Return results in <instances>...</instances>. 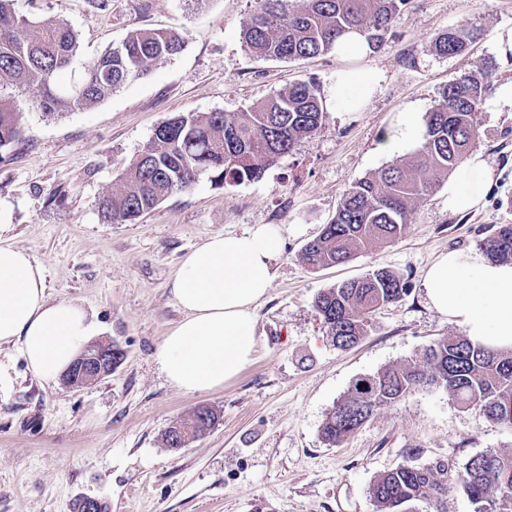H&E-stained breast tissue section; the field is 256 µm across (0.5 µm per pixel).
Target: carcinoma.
<instances>
[{"mask_svg":"<svg viewBox=\"0 0 512 512\" xmlns=\"http://www.w3.org/2000/svg\"><path fill=\"white\" fill-rule=\"evenodd\" d=\"M406 0H254L242 28L244 46L267 60H301L338 50L337 40L355 31L376 48ZM473 33L448 29L434 36L441 56L465 52ZM184 45L177 32L136 30L120 45L91 62L78 52L74 31L60 19L33 22L20 16L14 0H0V150L21 140L22 112L3 95L8 88H34L48 115L91 106L125 82L146 74L153 62L178 54ZM488 71L465 74L443 87L439 103L426 113L421 145L404 160L344 191L332 220L308 242L302 262L316 269L348 261L377 244L399 238L412 215V204L427 199L466 161L480 137L479 105L490 90ZM326 112L316 82L299 81L288 90L250 105L243 112L179 114L159 126L152 141L128 166L123 189L103 197L99 216L107 224L133 223L171 195L202 178L224 186L261 179L278 159L323 126ZM487 256L512 262V224H495L482 240ZM407 288L400 275L379 268L363 278L321 291L313 308L336 346L347 349L368 335L380 307L399 301ZM439 387L464 409L512 428V351L495 352L466 336L440 338L420 361L394 365L355 381L322 424L325 444L348 439L383 406L424 387ZM184 430L179 446L203 432L187 416L164 433ZM442 463L403 462L377 476L371 486L375 512H406L423 503L427 512L450 491ZM462 487L475 512H512V456L486 452L465 465Z\"/></svg>","mask_w":512,"mask_h":512,"instance_id":"1","label":"carcinoma"}]
</instances>
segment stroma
<instances>
[{
	"instance_id": "obj_1",
	"label": "stroma",
	"mask_w": 512,
	"mask_h": 512,
	"mask_svg": "<svg viewBox=\"0 0 512 512\" xmlns=\"http://www.w3.org/2000/svg\"><path fill=\"white\" fill-rule=\"evenodd\" d=\"M253 0H15L19 15L61 18L90 61L139 29L175 30L178 55L153 63L101 102L47 115L32 89L15 91L22 143L0 154V244L27 250L45 272L46 297L75 300L93 317L99 342L126 356L84 388L45 382L16 347L0 346V512H75L82 499L111 512H374L376 477L412 458L444 463L454 489L441 512H474L460 487L466 462L512 453V431L460 408L431 387L373 413L337 446L320 438L325 415L353 382L419 358L432 341L461 335L427 302L425 268L448 250L476 251L494 224H512V108L487 93L478 111L479 152L495 181L479 210L450 214L436 189L417 203L406 233L352 260L314 270L303 246L328 223L356 179L399 161L379 145L399 112L425 116L448 81L491 69L512 81V56L495 35L512 28V0H406L379 46L360 60L378 85L358 110L327 92L346 63L335 54L275 61L240 39ZM478 30L470 50L437 55L433 37ZM312 80L326 99L320 131L282 156L261 180L224 187L203 178L133 224H105L100 199L118 192L131 161L156 128L188 112H240L292 84ZM256 224L281 229L284 252L259 302L253 363L224 388L186 394L171 385L155 352L184 313L170 284L182 258L207 237ZM378 268L401 275L407 292L372 316L350 349L333 344L314 310L316 294ZM199 405L220 418L186 447L166 448L165 430Z\"/></svg>"
}]
</instances>
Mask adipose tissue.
I'll use <instances>...</instances> for the list:
<instances>
[{
	"instance_id": "adipose-tissue-1",
	"label": "adipose tissue",
	"mask_w": 512,
	"mask_h": 512,
	"mask_svg": "<svg viewBox=\"0 0 512 512\" xmlns=\"http://www.w3.org/2000/svg\"><path fill=\"white\" fill-rule=\"evenodd\" d=\"M375 84L367 70H341L330 94L337 104L354 108ZM493 179L483 153L471 154L444 184L449 212L479 209ZM282 255L279 230L258 224L241 235H213L183 257L172 295L185 316L155 354L173 386L187 394L216 391L252 363L256 306L268 294ZM421 286L431 308L460 326L472 342L512 349V262L450 250L424 270ZM93 332L83 306L47 300L43 269L29 253L0 245V346H17L28 369L52 382Z\"/></svg>"
}]
</instances>
